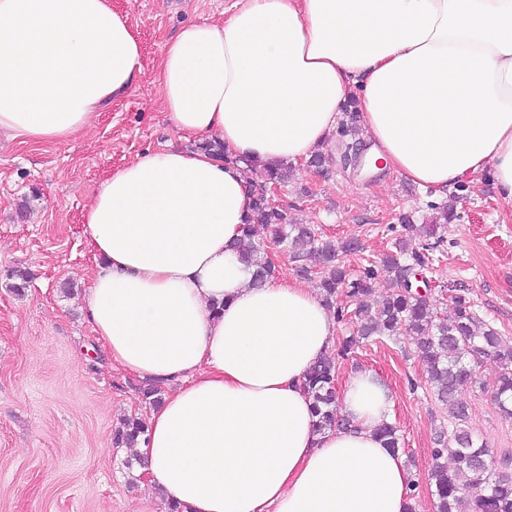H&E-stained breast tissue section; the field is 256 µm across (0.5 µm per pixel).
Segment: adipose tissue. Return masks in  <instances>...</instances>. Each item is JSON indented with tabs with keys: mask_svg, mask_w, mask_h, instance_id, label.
I'll return each mask as SVG.
<instances>
[{
	"mask_svg": "<svg viewBox=\"0 0 512 512\" xmlns=\"http://www.w3.org/2000/svg\"><path fill=\"white\" fill-rule=\"evenodd\" d=\"M141 43L112 0H0V132L61 143L125 96ZM166 116L196 150L136 156L92 194L84 310L111 362L175 390L135 450L182 512H405L409 473L377 432L371 372L318 431L303 389L336 320L295 279L252 283L233 243L250 214L239 161L328 146L347 102L382 162L441 191L490 173L512 204V0H235L168 41Z\"/></svg>",
	"mask_w": 512,
	"mask_h": 512,
	"instance_id": "ef3b65f1",
	"label": "adipose tissue"
}]
</instances>
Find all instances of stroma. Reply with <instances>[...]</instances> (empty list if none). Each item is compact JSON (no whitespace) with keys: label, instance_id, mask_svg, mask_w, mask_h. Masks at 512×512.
<instances>
[{"label":"stroma","instance_id":"obj_1","mask_svg":"<svg viewBox=\"0 0 512 512\" xmlns=\"http://www.w3.org/2000/svg\"><path fill=\"white\" fill-rule=\"evenodd\" d=\"M230 0H112L136 29L143 73L93 125L62 143H33L0 134V512H168L143 481L138 454L114 447L123 418H149L146 380L113 369L88 324L82 296L95 268L83 231L89 197L136 155L187 148L161 106L154 72L167 40L183 27L223 20ZM289 220L336 238L354 237L351 268L375 260L404 237L400 214L435 224L440 246L424 276L439 313L455 289L512 342V204L491 176L437 194L383 169L363 171L332 159L311 176L303 165L274 197ZM453 215L436 224L441 206ZM26 272L24 292L14 271ZM407 341L370 342L340 360L339 380L369 371L391 392L390 420L405 443L403 460L417 485L415 512H435L428 470L448 406L426 389L424 367ZM492 358L476 367L480 387L464 390L468 424L495 455L512 457V419L501 416L488 384Z\"/></svg>","mask_w":512,"mask_h":512}]
</instances>
